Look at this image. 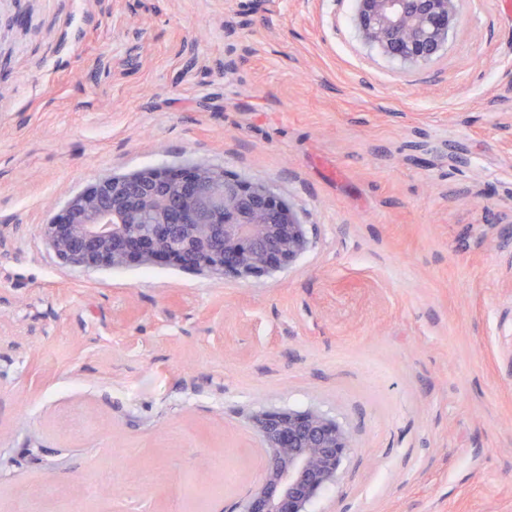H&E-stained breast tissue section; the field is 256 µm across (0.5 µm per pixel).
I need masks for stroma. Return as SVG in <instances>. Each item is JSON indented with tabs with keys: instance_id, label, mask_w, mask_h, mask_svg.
I'll return each mask as SVG.
<instances>
[{
	"instance_id": "obj_1",
	"label": "stroma",
	"mask_w": 512,
	"mask_h": 512,
	"mask_svg": "<svg viewBox=\"0 0 512 512\" xmlns=\"http://www.w3.org/2000/svg\"><path fill=\"white\" fill-rule=\"evenodd\" d=\"M357 7L0 0V512H233L254 416L312 407L357 446L310 512H512V0L430 64ZM193 164L307 250L244 281L50 249L99 178Z\"/></svg>"
}]
</instances>
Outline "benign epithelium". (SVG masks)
Instances as JSON below:
<instances>
[{"label": "benign epithelium", "mask_w": 512, "mask_h": 512, "mask_svg": "<svg viewBox=\"0 0 512 512\" xmlns=\"http://www.w3.org/2000/svg\"><path fill=\"white\" fill-rule=\"evenodd\" d=\"M463 0H358L362 38L393 59L429 63L448 44ZM60 262L76 268L167 264L258 280L307 249L304 225L267 186L207 165L99 179L45 225ZM264 477L237 512H309L355 447L337 420L309 408L254 418Z\"/></svg>", "instance_id": "obj_1"}]
</instances>
